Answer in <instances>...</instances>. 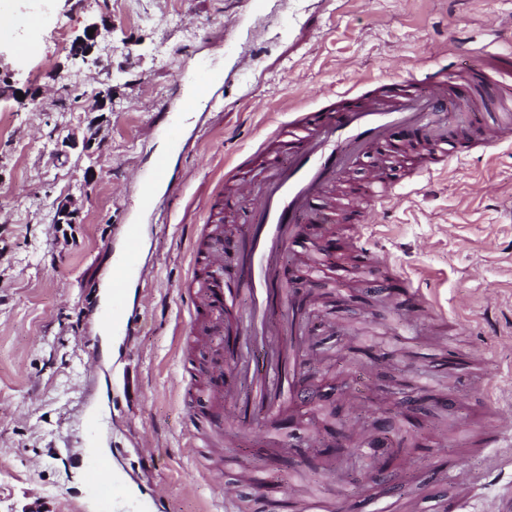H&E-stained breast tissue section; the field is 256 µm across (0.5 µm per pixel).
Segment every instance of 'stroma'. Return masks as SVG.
Listing matches in <instances>:
<instances>
[{"label": "stroma", "instance_id": "35a3bbf8", "mask_svg": "<svg viewBox=\"0 0 512 512\" xmlns=\"http://www.w3.org/2000/svg\"><path fill=\"white\" fill-rule=\"evenodd\" d=\"M0 12L15 20L0 35V512H218L227 482L239 487L236 512H272L286 487L346 512H449L443 463L487 470L482 422L491 402L512 400V144L418 180L389 162L403 199L374 205L365 250L351 249L347 223L325 243L330 202L319 198L283 257L292 287L320 300L305 312L301 357L321 374L305 392L330 394L351 437L380 417L403 436L390 405L422 420L423 460L410 468L362 476L343 453L302 460L299 449L335 439L311 401L291 420L258 412L243 427L226 405L224 439L209 440L193 402L220 340L193 333L189 242L212 224L246 233L247 209L212 207L224 169L293 107L444 61L466 84L467 46L505 28L512 0H0ZM92 23L91 62L72 45ZM19 42L33 52L17 53ZM199 70L217 77L213 101L183 111L185 77ZM106 89L111 109L93 111ZM164 105L180 115L179 140L156 118ZM92 124L98 154L59 160L55 139ZM163 151L177 184L147 209L140 186ZM67 195L79 221L55 224ZM130 224L144 275L122 302L129 332L116 335L108 287ZM316 252L335 269L328 278L302 271ZM408 278L431 300L414 318L386 301ZM361 327L380 358L346 388L340 369ZM445 336L467 360L460 371L441 367ZM478 346L487 359H472ZM428 394L452 398L447 414L414 407ZM98 458L118 482L104 503L89 487Z\"/></svg>", "mask_w": 512, "mask_h": 512}]
</instances>
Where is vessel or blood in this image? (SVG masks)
Masks as SVG:
<instances>
[{"mask_svg":"<svg viewBox=\"0 0 512 512\" xmlns=\"http://www.w3.org/2000/svg\"><path fill=\"white\" fill-rule=\"evenodd\" d=\"M471 68L472 85L482 88L495 84L497 75L512 72V45L502 49L492 43L472 50ZM447 77V68L438 65L394 88L372 79L362 93L343 94L311 111L297 110L262 143L258 155L240 158L225 172V200L248 206L252 224L238 259L233 288H225L221 278L223 239H216L202 250V262L212 270L214 278L194 308L212 320L213 331H220L225 312L235 308L239 292L244 291L252 298L248 315L250 342L264 346L276 335L269 316L285 295L280 288L278 261L289 241L300 233L313 199H335L332 215L341 222L350 218L349 210L340 203L344 193L369 201L397 200L394 185L383 170H373L369 181L351 187L345 180L358 155L372 152L395 126L412 128L434 147L428 164L415 169L418 177L446 165L450 159L461 160L512 141V119L507 117L481 124L472 137L463 139L454 138L441 126L438 116L447 111L448 100L453 97L448 93ZM453 98L463 102L467 96L460 93ZM281 154L287 156V163L267 164V157ZM126 237L122 272L112 287V298L117 302L122 300L128 280L138 271L141 255L138 225H128ZM299 328V323H292L287 341L278 346L275 365L252 373L253 398L265 409L285 412L302 400L303 389L293 373L301 352ZM210 378L212 389L204 394V411L219 408L225 401L238 403L239 394L224 387L222 355L213 357ZM482 432L486 447L511 448L512 402L498 404ZM107 473L103 462L94 461L90 489L105 500L112 494ZM446 475L449 485L458 491L452 502L454 512H465L477 491L484 489V474L456 463L448 467Z\"/></svg>","mask_w":512,"mask_h":512,"instance_id":"obj_1","label":"vessel or blood"}]
</instances>
